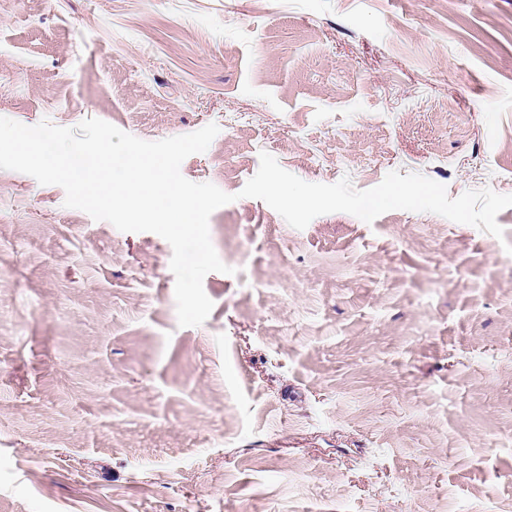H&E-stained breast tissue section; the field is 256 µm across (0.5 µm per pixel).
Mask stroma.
Here are the masks:
<instances>
[{"label": "stroma", "mask_w": 512, "mask_h": 512, "mask_svg": "<svg viewBox=\"0 0 512 512\" xmlns=\"http://www.w3.org/2000/svg\"><path fill=\"white\" fill-rule=\"evenodd\" d=\"M0 117L219 133L230 273L179 326L172 248L0 170V512H512V207L289 226L392 171L512 194V0H0Z\"/></svg>", "instance_id": "1"}]
</instances>
